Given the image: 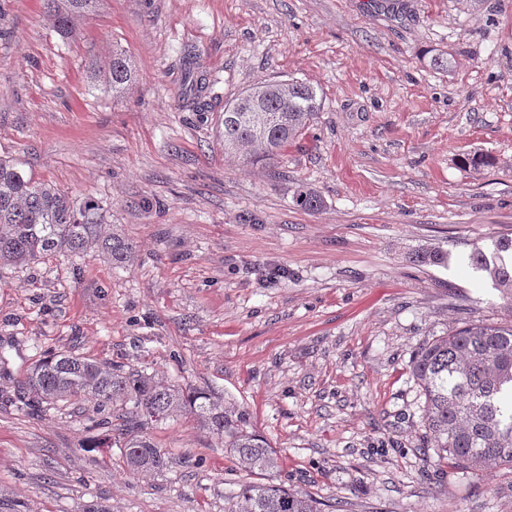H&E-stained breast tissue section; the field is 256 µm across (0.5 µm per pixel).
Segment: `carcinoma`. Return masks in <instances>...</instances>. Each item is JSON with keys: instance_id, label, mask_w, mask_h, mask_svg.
I'll list each match as a JSON object with an SVG mask.
<instances>
[{"instance_id": "cac0c4a2", "label": "carcinoma", "mask_w": 512, "mask_h": 512, "mask_svg": "<svg viewBox=\"0 0 512 512\" xmlns=\"http://www.w3.org/2000/svg\"><path fill=\"white\" fill-rule=\"evenodd\" d=\"M97 0H45L56 30L68 35L74 22L93 14ZM134 70L125 51L114 49L108 62L112 96L126 93ZM323 109L318 89L304 81L274 80L253 86L224 106V153L244 162L271 161L304 135ZM296 206L314 212L320 196L301 186ZM102 237L95 205L80 208L57 188L39 182L23 163L0 158V266L32 265L60 253H78ZM492 252L477 248L470 256L496 285L512 295V238L492 242ZM131 248L112 237V262L122 264ZM448 254L430 249L411 257L418 265H442ZM409 369L425 399L423 427L435 454L459 468L482 473L512 463V319L495 324L467 323L445 336L425 341ZM35 411L46 405L87 400L105 410L122 411L116 428L128 467L143 474L161 472L171 463L147 430L180 413L193 414L208 430L225 439L241 469L272 473L275 450L259 435L241 427L242 414L204 390L184 392L162 377L91 361L69 351L39 360L25 379ZM231 512H319L308 495L281 483L245 482Z\"/></svg>"}]
</instances>
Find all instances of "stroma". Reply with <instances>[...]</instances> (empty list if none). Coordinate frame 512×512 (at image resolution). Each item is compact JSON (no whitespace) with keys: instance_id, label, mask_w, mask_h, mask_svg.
<instances>
[{"instance_id":"1","label":"stroma","mask_w":512,"mask_h":512,"mask_svg":"<svg viewBox=\"0 0 512 512\" xmlns=\"http://www.w3.org/2000/svg\"><path fill=\"white\" fill-rule=\"evenodd\" d=\"M116 46L136 70L117 98L88 69ZM288 79L323 92L306 136L266 166L225 155V102ZM0 155L132 248L122 267H0V512H229L245 478L190 416L151 429L174 465L143 475L93 403L31 412L16 394L53 350L244 411L275 481L321 512H512L511 467L427 448L408 366L432 336L512 316L469 260L512 237V0H101L72 38L43 0H0ZM302 182L319 211L294 206ZM430 248L447 263H410Z\"/></svg>"}]
</instances>
